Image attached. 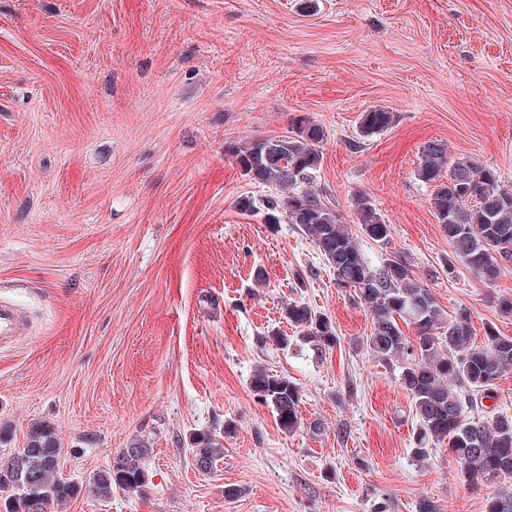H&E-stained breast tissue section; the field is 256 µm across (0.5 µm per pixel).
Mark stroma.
Masks as SVG:
<instances>
[{"mask_svg":"<svg viewBox=\"0 0 512 512\" xmlns=\"http://www.w3.org/2000/svg\"><path fill=\"white\" fill-rule=\"evenodd\" d=\"M376 106L395 121L362 136ZM303 117L325 132L315 186L366 261L407 257L446 312L512 336L493 306L512 271L492 287L449 272L416 173L438 140L512 190V0H0V283L29 324L0 350V425L13 450L54 425L82 487L61 512H485L447 449L412 457L399 368L366 348L371 316L312 239L237 206L268 189L226 145ZM357 193L388 247L361 235ZM288 302L329 316L335 348L286 322ZM260 367L299 386L296 430L254 399ZM202 431L223 445L208 471ZM138 440L144 490L85 491ZM190 442L195 467L201 471L211 470L220 448H223L216 435L208 431L194 433L190 437Z\"/></svg>","mask_w":512,"mask_h":512,"instance_id":"35a3bbf8","label":"stroma"}]
</instances>
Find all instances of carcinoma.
Returning a JSON list of instances; mask_svg holds the SVG:
<instances>
[{
    "label": "carcinoma",
    "instance_id": "carcinoma-1",
    "mask_svg": "<svg viewBox=\"0 0 512 512\" xmlns=\"http://www.w3.org/2000/svg\"><path fill=\"white\" fill-rule=\"evenodd\" d=\"M394 120V113L374 107L362 113L361 133L371 136ZM324 139L321 126L303 119L286 135L229 145L227 152L243 174L273 189L260 198H241L239 209L261 216L266 224L298 225L332 268L337 287L354 289L372 318L366 344L373 356L400 362L399 380L418 423L414 458L423 460L431 449L446 445L470 485L512 479V415L466 416L483 400L495 398L498 380L512 372V337L489 324L483 340L475 342L470 311L446 313L406 259L391 256L380 267L369 265L342 216L314 187ZM417 176L432 188L431 207L451 248L448 269L459 263L493 286L512 267V191L500 185L496 170L472 158L448 160V147L441 142L423 146ZM353 213L366 237L388 244L391 227L366 195H354ZM282 316L320 348L336 346V330L325 314L293 302ZM402 322L414 328V338L405 336ZM251 391L274 410L283 429L298 426L300 390L288 377L258 369ZM190 442L195 467L212 469L222 448L216 435L198 432ZM151 453L146 441L130 444L112 465L96 471L85 488L110 497L114 488L136 492L146 487ZM61 459L53 427L31 428L21 450L0 458V512H52L77 497L83 487L62 477ZM485 512H512V487L489 497Z\"/></svg>",
    "mask_w": 512,
    "mask_h": 512
}]
</instances>
